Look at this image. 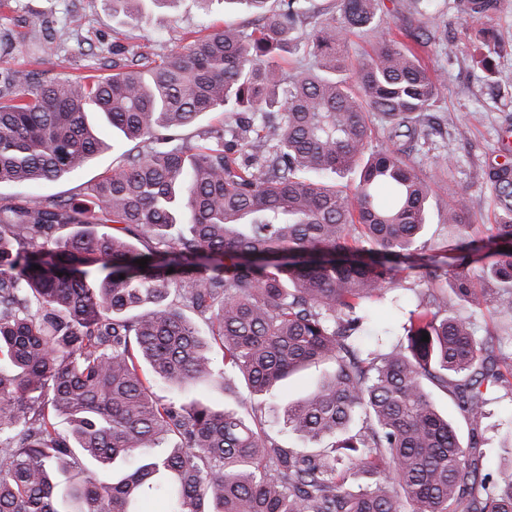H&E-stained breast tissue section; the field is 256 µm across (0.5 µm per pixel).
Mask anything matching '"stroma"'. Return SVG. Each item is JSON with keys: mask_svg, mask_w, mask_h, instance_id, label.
I'll use <instances>...</instances> for the list:
<instances>
[{"mask_svg": "<svg viewBox=\"0 0 512 512\" xmlns=\"http://www.w3.org/2000/svg\"><path fill=\"white\" fill-rule=\"evenodd\" d=\"M457 0H439V35L454 41V57L426 48L422 58L444 85L441 100L425 120L436 130L432 143L415 147L411 161L424 179L438 183L429 202V218L423 243L437 246L450 239L439 214L453 194H464L471 213L468 234L474 238L489 235L497 219L492 190L483 183L481 173L487 166L503 162L506 148L512 147V0H498L490 19L474 21L456 8ZM245 24L250 15L245 6H225L224 0H169L168 4L146 11L144 20L113 15L112 0H10L0 9V36L11 40L14 49L0 52V69L29 70L51 80L102 74L105 59L113 48L125 53L149 47L164 56L177 50L185 32L224 21ZM38 29L56 47L54 54H43L28 43L31 29ZM492 34L498 47L492 54L494 72H486L472 60L473 45L484 34ZM467 126L466 139H458L457 129ZM111 147L84 168L55 181L34 182L24 187L0 185V202L17 196L33 198H72L94 183L105 172L121 165L127 143L113 137L109 126L101 128ZM448 154L449 167H441L439 157ZM326 366L310 365L291 375L271 394L272 405L266 414L268 431L281 430L282 407L306 397L323 380ZM485 420V444L482 448L488 473L512 463L505 452L507 437L512 436V396L498 392L488 405Z\"/></svg>", "mask_w": 512, "mask_h": 512, "instance_id": "stroma-1", "label": "stroma"}]
</instances>
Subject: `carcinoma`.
I'll use <instances>...</instances> for the list:
<instances>
[{
  "label": "carcinoma",
  "mask_w": 512,
  "mask_h": 512,
  "mask_svg": "<svg viewBox=\"0 0 512 512\" xmlns=\"http://www.w3.org/2000/svg\"><path fill=\"white\" fill-rule=\"evenodd\" d=\"M246 3L249 25L192 37L156 61L43 81L0 71V184L53 181L107 148L88 114L133 143L74 202L0 204V512H512V469L489 482L488 394L511 389L485 314L512 318V163L484 180L498 202L486 239L451 260L420 243L434 189L410 164L442 84L417 48L457 53L426 28L381 26V0ZM488 19L497 0H458ZM353 29L376 34L353 69ZM308 66L283 77L276 59ZM224 111L191 144L177 130ZM390 144L370 143L374 120ZM464 196L444 223L467 228ZM147 259L142 268L136 260ZM493 284L479 288L469 267ZM40 269L35 270L33 266ZM423 287L397 342L370 336L369 304ZM462 303L448 307V292ZM429 341H422V333ZM235 406L162 399L216 380ZM324 363L327 379L283 408V427L325 439L285 447L266 396ZM449 392L467 445L437 410Z\"/></svg>",
  "instance_id": "carcinoma-1"
}]
</instances>
